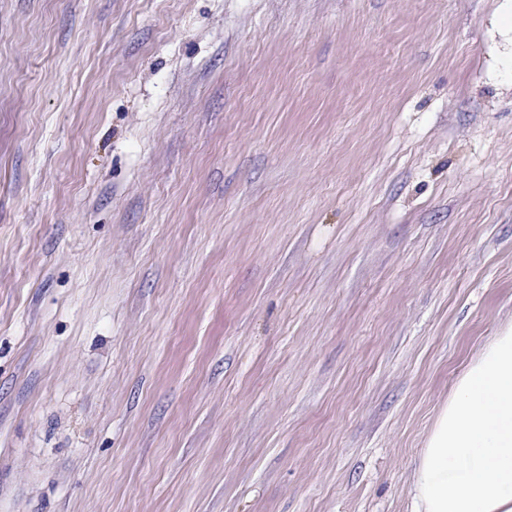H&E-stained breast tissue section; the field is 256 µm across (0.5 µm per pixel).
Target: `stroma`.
I'll list each match as a JSON object with an SVG mask.
<instances>
[{
    "mask_svg": "<svg viewBox=\"0 0 512 512\" xmlns=\"http://www.w3.org/2000/svg\"><path fill=\"white\" fill-rule=\"evenodd\" d=\"M502 0H0V512H409L512 324Z\"/></svg>",
    "mask_w": 512,
    "mask_h": 512,
    "instance_id": "35a3bbf8",
    "label": "stroma"
}]
</instances>
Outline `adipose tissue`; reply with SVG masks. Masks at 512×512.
Returning a JSON list of instances; mask_svg holds the SVG:
<instances>
[{
	"instance_id": "ef3b65f1",
	"label": "adipose tissue",
	"mask_w": 512,
	"mask_h": 512,
	"mask_svg": "<svg viewBox=\"0 0 512 512\" xmlns=\"http://www.w3.org/2000/svg\"><path fill=\"white\" fill-rule=\"evenodd\" d=\"M411 512H512V327L470 361L440 408Z\"/></svg>"
}]
</instances>
